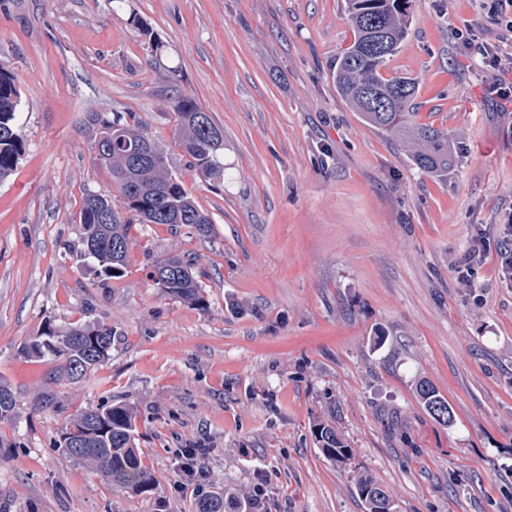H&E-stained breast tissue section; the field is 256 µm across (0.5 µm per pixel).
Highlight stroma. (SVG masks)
I'll use <instances>...</instances> for the list:
<instances>
[{"label": "stroma", "mask_w": 512, "mask_h": 512, "mask_svg": "<svg viewBox=\"0 0 512 512\" xmlns=\"http://www.w3.org/2000/svg\"><path fill=\"white\" fill-rule=\"evenodd\" d=\"M413 11L382 72L413 78L415 121L447 131L444 180L338 93L353 39L343 0H0L25 145L0 181V380L17 399L0 420V512H193L175 481L177 449L194 446L208 450L204 490L247 489L260 469L277 512H364L356 466L398 512H512V283L492 253L475 287L453 274L475 229L512 217V106L484 99V73L455 45L475 0ZM182 94L224 133L223 181L202 179L178 143ZM94 112L134 113L212 219L206 239L139 225L106 286L76 262L84 197L114 191ZM169 253L195 257L205 309L151 281ZM91 315L116 336L81 381L19 356L46 322ZM422 377L452 425L418 403ZM106 402L136 410L151 492L112 490L62 452L70 415ZM330 419L352 466L316 444L314 422Z\"/></svg>", "instance_id": "35a3bbf8"}]
</instances>
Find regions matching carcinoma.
Listing matches in <instances>:
<instances>
[{"instance_id": "carcinoma-1", "label": "carcinoma", "mask_w": 512, "mask_h": 512, "mask_svg": "<svg viewBox=\"0 0 512 512\" xmlns=\"http://www.w3.org/2000/svg\"><path fill=\"white\" fill-rule=\"evenodd\" d=\"M411 0H345L344 9L353 31V42L336 59V88L359 113L361 120L401 143L412 164L436 178L448 176L454 148L448 133L413 119L409 108L416 97L414 79L384 77L380 69L403 46L412 23ZM382 95L377 109L366 92ZM21 99L15 75L0 66V180L9 177L23 154L18 117ZM178 137L186 154L206 180L224 178L223 133L190 96L174 99ZM99 128L97 160L116 185L117 198L91 193L79 211L83 228L80 261L94 264L104 280L118 279L125 267L129 242L138 224H164L177 232L200 238L212 234V221L168 164L162 145L141 132L135 115L113 113L112 119L92 117ZM151 278L161 292L173 299L203 308L204 290L196 261L168 254L155 261ZM112 326L88 320L66 328L51 322L26 340L20 354L26 358L58 363L56 373L79 381L110 356ZM424 410L442 426L453 422L448 400L427 380L415 386ZM16 400L11 389L0 385V419L12 416ZM312 433L323 454L347 464L352 448L325 421H317ZM60 448L70 459L92 470L121 492L153 490L154 474L142 463L136 444V412L125 404L83 410L69 419L60 436ZM355 488L365 512H397L395 501L368 473L357 471ZM240 497L231 492L210 491L196 498L194 512H240Z\"/></svg>"}]
</instances>
